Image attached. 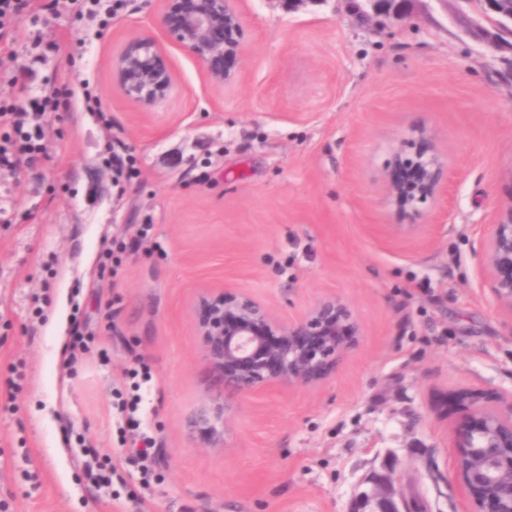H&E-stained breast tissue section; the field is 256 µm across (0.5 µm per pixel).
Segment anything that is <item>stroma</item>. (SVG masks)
<instances>
[{"label": "stroma", "mask_w": 512, "mask_h": 512, "mask_svg": "<svg viewBox=\"0 0 512 512\" xmlns=\"http://www.w3.org/2000/svg\"><path fill=\"white\" fill-rule=\"evenodd\" d=\"M48 2L15 24L24 80L0 77L2 100L58 99L46 160L0 172V401L17 407L0 411V512H348L377 480L421 512H464L451 398L512 389V312L479 261L512 209V35L477 0H403L363 24L361 0H240L243 69L218 91L164 40L157 0H124L105 26ZM131 33L176 74L146 117L110 78ZM421 136L447 182L401 212L391 163ZM111 146L135 177L115 183ZM216 288L287 322L338 296L363 334L318 386L232 397L196 328ZM78 298L107 354L69 367ZM140 361L147 488L113 409ZM88 448L111 457V490L84 474Z\"/></svg>", "instance_id": "35a3bbf8"}]
</instances>
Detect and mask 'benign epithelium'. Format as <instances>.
Segmentation results:
<instances>
[{
  "instance_id": "benign-epithelium-1",
  "label": "benign epithelium",
  "mask_w": 512,
  "mask_h": 512,
  "mask_svg": "<svg viewBox=\"0 0 512 512\" xmlns=\"http://www.w3.org/2000/svg\"><path fill=\"white\" fill-rule=\"evenodd\" d=\"M166 36L204 68L218 90L233 85L243 59V22L235 0H159ZM484 13L512 22V0H479ZM111 78L123 96L143 111L172 93L176 77L159 43L133 33L112 56ZM411 176L391 183L388 194L401 208L415 209L437 197L444 164L429 147L410 161ZM481 264L491 278L497 304L512 312V210L490 225ZM197 331L210 371L235 396L272 387L314 385L336 372L358 344L361 327L350 305L325 298L302 316L284 322L251 295L221 288L203 296ZM454 404L463 414L454 431L457 478L468 500L467 512H512V390L494 396L465 391ZM351 512H400L391 490L377 483L357 494Z\"/></svg>"
}]
</instances>
